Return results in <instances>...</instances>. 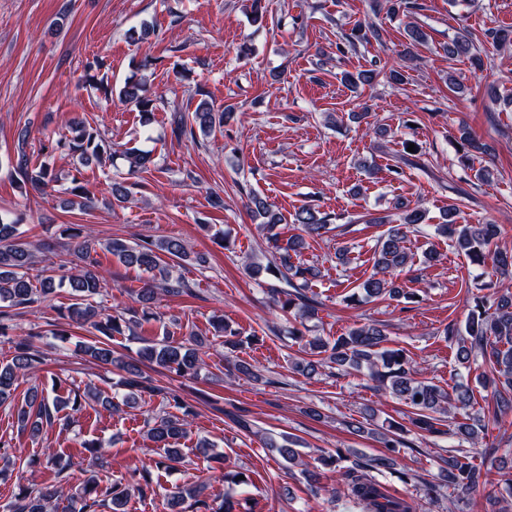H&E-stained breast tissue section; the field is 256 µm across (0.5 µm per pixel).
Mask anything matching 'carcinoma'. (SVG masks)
I'll use <instances>...</instances> for the list:
<instances>
[{"label":"carcinoma","mask_w":512,"mask_h":512,"mask_svg":"<svg viewBox=\"0 0 512 512\" xmlns=\"http://www.w3.org/2000/svg\"><path fill=\"white\" fill-rule=\"evenodd\" d=\"M408 43L404 55L413 54V48L425 42L426 33L417 25L407 26ZM448 55L463 56L471 61L478 71L485 67L483 51L477 48L467 35L456 36L448 44ZM152 62L146 60L134 67L126 78L119 96L135 106L141 113L143 122L151 120L157 109L158 99L147 95L148 81ZM234 107L226 105L218 109L204 99L194 111L186 115L175 112L171 118V133L178 139H195L194 129L208 136L216 128L224 126L233 117ZM71 136L61 137L50 143L51 151H59L76 157L79 168L72 176V186L67 189V198L62 200L67 207L85 209L94 203L95 196L78 178L81 168L94 164L98 167L112 166L116 152L92 127L86 125L83 118L70 119ZM26 132L18 135L16 161L10 164L11 174L18 182L42 193L56 181L49 166L32 161L26 153L24 144ZM460 162L469 166L473 159L490 154V147L467 129H460ZM127 163L128 174L142 172L155 165L152 154L138 149H130L122 154ZM247 208L253 220L259 222L261 230L271 249V258L262 262L253 257L244 261L248 275L257 280L268 274L277 279L282 287L272 289L274 303L281 312L291 316L288 335L295 337L307 348L315 359L300 360L293 364V370L303 376L311 377L325 367H336L356 373L367 371L368 378L410 408L409 423L419 431L438 433L437 425L457 410H467L473 405V390L469 384L457 383L446 391L431 381L417 378L420 369L403 348H389L384 329L376 323L359 325L346 334L329 341L321 336H309L302 331L306 322L317 314V302L308 294L309 284L318 275L313 266L296 265L292 261V252L310 238H323L330 231L334 216L311 206H303L293 215V223L299 225L301 234L286 240L280 238L277 227L284 217L267 200L253 194L248 197ZM398 218L391 216L370 219L372 224H387L389 228L378 239L373 251V272L357 286L359 293L366 299H378L383 296L397 297L393 277L412 265V255L405 246L408 234L417 231L418 226L426 223L427 212L424 208L414 207L403 202ZM457 208L448 205V220L435 225L437 235L447 237L455 249L467 255L478 266L490 258L493 262V276L496 277L492 295L473 298L464 323H448L445 335L448 343L456 347L459 364L466 366L479 357L488 371L482 374L480 385L490 394L493 402L492 416L512 412V251L503 250L498 244L501 235L499 225L457 224ZM79 234L71 235L73 241L67 244V251L79 262L76 272L62 274L67 262L58 264L61 274H49L43 269L36 278L28 271L34 266L35 244L25 240L19 231L18 223L6 222L0 218V303L7 307H31L47 299L59 288L70 289L71 303L66 307V317L74 324H88L94 330L96 340L84 345V352L104 365H114L124 372L120 385L126 390L119 401H108L112 411L120 406H128L139 395L149 393L162 396L160 411L147 418L148 434L151 441L162 454L154 461L157 470H168L183 462L184 455L177 448L178 441L187 437L196 407L170 395L152 383V379L142 369L145 363L156 364L178 376L196 377L207 367L208 344L189 333L175 338V332L166 330L161 340L144 345L139 358L125 361L112 356L110 342L115 335L134 331L142 322L156 318L152 312L158 295H181L189 291L182 275L174 274V269L182 262L191 260L183 242L178 238H166L157 241L144 240L132 244L114 239L107 251L125 266H133L147 274L143 286L136 295L137 308L127 310V314L103 313V299L109 293L107 277L97 269L91 258L94 242L86 237L78 240ZM167 255L171 263H166L162 255ZM15 314L0 311V337L12 344V357L0 363V404L12 396L20 381L34 370V338L41 333L29 331L17 333L14 323ZM78 411L82 408V395L69 392L63 399L58 395L45 396L31 389L24 403L16 407L15 419L20 431L31 437L41 434L44 426L53 424L59 411L65 407ZM175 412H169V409ZM484 417H471L469 423L455 425L453 434L461 442L473 445L480 442V433L485 430ZM405 426L391 423L388 429L378 433V441L388 453L369 458L348 468L342 473V483L336 493L346 497L360 509V512H417L418 505L413 498H401L393 495L381 482L366 475L368 471H381L394 466L393 453L403 445L401 434ZM81 447L90 458V465L100 467L107 464L105 445L99 440H85ZM443 480L454 492L468 493L485 483V473L481 468L465 462L462 456L448 454L443 460ZM142 481L124 484L120 481L102 483L97 475L91 474L69 494L71 502L79 505L77 512H99V509L112 504V512H119L134 487L141 494L153 490L151 474L144 471ZM204 485L176 487L165 493L164 499L170 507L180 506L186 499L193 500L189 508L194 512H230L231 505H214L203 497ZM64 496V489L58 484H41L19 488L15 502L9 506L10 512H55L58 501Z\"/></svg>","instance_id":"cac0c4a2"}]
</instances>
